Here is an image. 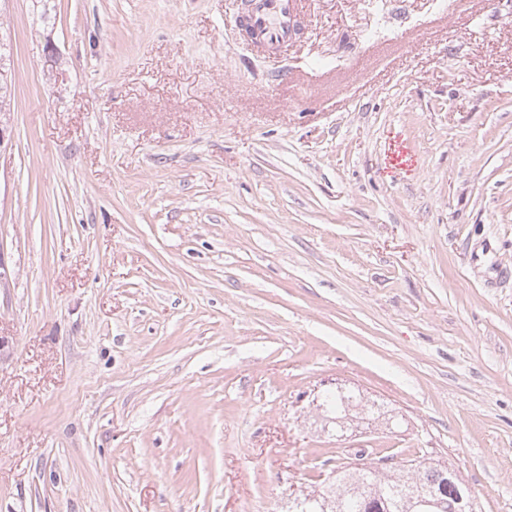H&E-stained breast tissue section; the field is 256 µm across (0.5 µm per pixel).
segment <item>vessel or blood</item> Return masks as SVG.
I'll return each instance as SVG.
<instances>
[{
  "label": "vessel or blood",
  "instance_id": "1",
  "mask_svg": "<svg viewBox=\"0 0 512 512\" xmlns=\"http://www.w3.org/2000/svg\"><path fill=\"white\" fill-rule=\"evenodd\" d=\"M297 20V0H248L244 37L273 54L292 40Z\"/></svg>",
  "mask_w": 512,
  "mask_h": 512
}]
</instances>
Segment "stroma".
Masks as SVG:
<instances>
[{
    "instance_id": "obj_1",
    "label": "stroma",
    "mask_w": 512,
    "mask_h": 512,
    "mask_svg": "<svg viewBox=\"0 0 512 512\" xmlns=\"http://www.w3.org/2000/svg\"><path fill=\"white\" fill-rule=\"evenodd\" d=\"M301 2L275 60L240 0L0 8V512H286L348 448L512 512V0ZM359 406L366 408L367 413H379L378 408H376V411L372 409V406L374 405H372L370 408L367 404L362 405L361 397H357L356 395L343 392L342 390L338 389L334 392H327L323 396L319 405L321 410L326 413V417L331 419V423L334 425L336 424V433L343 432L345 425H350V423L347 421L348 416H353V414H350V412ZM379 416L380 413L378 417Z\"/></svg>"
}]
</instances>
